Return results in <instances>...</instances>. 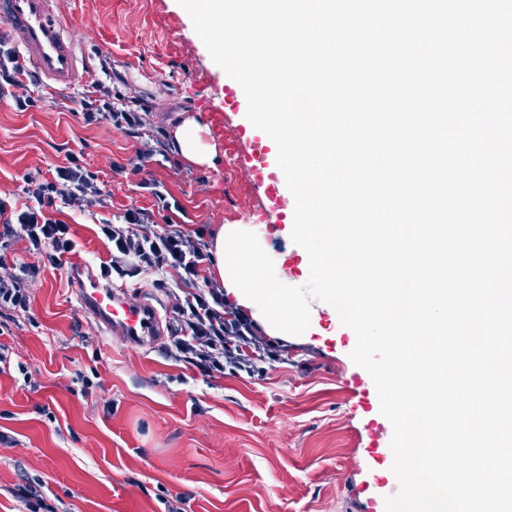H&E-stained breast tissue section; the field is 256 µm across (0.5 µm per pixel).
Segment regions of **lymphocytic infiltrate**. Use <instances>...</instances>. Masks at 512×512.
I'll list each match as a JSON object with an SVG mask.
<instances>
[{"instance_id":"1","label":"lymphocytic infiltrate","mask_w":512,"mask_h":512,"mask_svg":"<svg viewBox=\"0 0 512 512\" xmlns=\"http://www.w3.org/2000/svg\"><path fill=\"white\" fill-rule=\"evenodd\" d=\"M11 97L17 110L36 106L40 94L18 47L0 38V97ZM85 124L101 121L132 132L142 126L139 113L117 109L112 103V64L102 59L80 100ZM28 203L18 210L0 198V249L11 240L21 239L30 253L39 255L50 267H58L63 257L74 252L77 244L70 227L56 219V212L76 207L89 211L100 194L95 173L84 168L77 155L67 165L56 167L51 178L30 180L26 189ZM98 229L111 246L107 261L100 265L103 276L114 279L139 275L153 277V285L162 289L171 301L172 318L168 325L169 342L165 355L211 377L230 372L264 375L252 353L261 338L258 326L244 313L224 308V290L205 274L210 262L205 228L187 231L180 224H149L141 210H129L120 224L100 219ZM37 272L28 265L16 269L0 260V309H28V277ZM176 279V288H168L165 275Z\"/></svg>"}]
</instances>
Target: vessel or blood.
Here are the masks:
<instances>
[{"mask_svg": "<svg viewBox=\"0 0 512 512\" xmlns=\"http://www.w3.org/2000/svg\"><path fill=\"white\" fill-rule=\"evenodd\" d=\"M0 23L43 89L60 94L84 81L81 41L61 0H0ZM245 157L258 170L270 166L261 137L246 140ZM67 276L81 312L93 319L101 336L117 337L131 348L156 344L163 333L162 316L150 299H131L123 286L82 261L71 262Z\"/></svg>", "mask_w": 512, "mask_h": 512, "instance_id": "1", "label": "vessel or blood"}]
</instances>
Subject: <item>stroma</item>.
Segmentation results:
<instances>
[{
    "instance_id": "obj_1",
    "label": "stroma",
    "mask_w": 512,
    "mask_h": 512,
    "mask_svg": "<svg viewBox=\"0 0 512 512\" xmlns=\"http://www.w3.org/2000/svg\"><path fill=\"white\" fill-rule=\"evenodd\" d=\"M84 31L89 71L112 59V94L146 112L136 133L84 125L79 103L44 96L16 111L0 99V197L25 202L28 179L47 177L68 154L98 176L96 215L63 210L77 254L92 266L109 257L98 217L130 209L151 223L259 227V241L285 284L307 279L289 232L263 231L265 186L236 163L246 124L242 88L215 111L224 71L210 58L177 0H65ZM192 120L214 146L200 166L178 151L174 133ZM118 169H111V162ZM176 201L162 211L151 186ZM6 261L40 265L28 283L30 308L0 314V512H26L13 495L39 483L58 512H385L398 490L386 458L392 428L376 389L349 357L352 336L329 318L278 342L265 377L209 378L167 360L161 347L105 341L78 309L66 267L41 266L24 241ZM93 378L84 390V378Z\"/></svg>"
}]
</instances>
